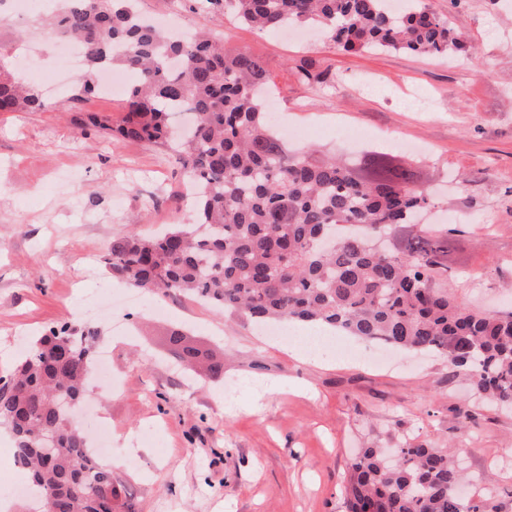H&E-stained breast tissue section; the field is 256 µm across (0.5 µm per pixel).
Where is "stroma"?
<instances>
[{
    "label": "stroma",
    "mask_w": 512,
    "mask_h": 512,
    "mask_svg": "<svg viewBox=\"0 0 512 512\" xmlns=\"http://www.w3.org/2000/svg\"><path fill=\"white\" fill-rule=\"evenodd\" d=\"M448 17L481 63L393 51L335 52L318 38L263 33L198 0H138L145 16L185 29L210 27L226 48L260 58L275 89L290 147L315 145L356 157L385 149L412 164L417 183L448 196L449 294L491 312L512 311V0H428ZM38 15L0 0V55L34 83L53 74L58 45ZM306 67L310 81L296 72ZM71 78L42 112H0V372L26 340L73 321L126 324L111 344L112 415L106 464L139 512H345L348 465L360 448L410 441L453 445L474 480L469 493L512 512V413L480 402L469 377L437 355L400 352L379 366L372 343L345 337L354 353L313 352L316 326H287L269 340L249 320L182 296L143 294L118 304L127 286L104 257L113 236H150L191 223L178 164L164 149L81 135L78 119H120L124 99L75 100ZM180 332L224 358V376L183 365L168 338Z\"/></svg>",
    "instance_id": "1"
}]
</instances>
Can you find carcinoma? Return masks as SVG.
I'll use <instances>...</instances> for the list:
<instances>
[{"mask_svg":"<svg viewBox=\"0 0 512 512\" xmlns=\"http://www.w3.org/2000/svg\"><path fill=\"white\" fill-rule=\"evenodd\" d=\"M390 0H206L214 13L259 30L320 29L338 52L406 51L441 56L466 50L427 0L394 12ZM50 37L75 42L89 78L118 65L135 74L126 112L79 126L113 139L144 141L179 154L196 188L194 223L163 233L112 237L111 274L147 293L190 295L256 322L313 323L406 350H428L471 372L486 400L512 409V313L478 311L440 283L448 272V229L417 227L435 205L415 171L384 152L354 166L313 146L290 150L270 128L262 62L228 49L211 32L172 36L142 16L136 0H68L44 22ZM197 118L190 137L171 125L184 105ZM36 86L0 68V112H43ZM93 328L69 322L31 340L0 376V427L15 464L29 473L33 512H134L112 469L90 454L75 416L86 397ZM346 512H492L459 488L465 469L446 448L405 442L364 448L350 466Z\"/></svg>","mask_w":512,"mask_h":512,"instance_id":"cac0c4a2","label":"carcinoma"}]
</instances>
